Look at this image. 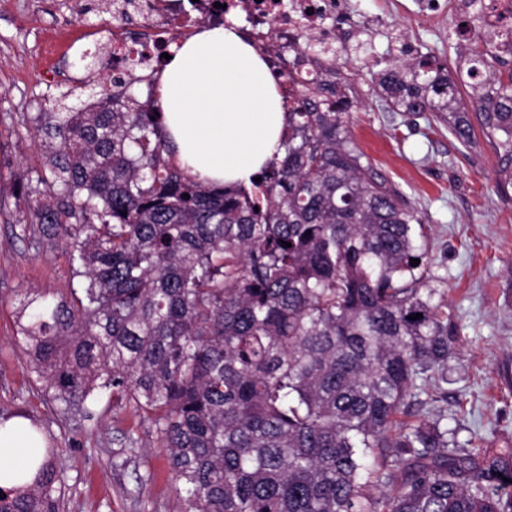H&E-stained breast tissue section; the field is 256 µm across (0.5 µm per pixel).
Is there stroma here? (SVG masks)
<instances>
[{
  "mask_svg": "<svg viewBox=\"0 0 512 512\" xmlns=\"http://www.w3.org/2000/svg\"><path fill=\"white\" fill-rule=\"evenodd\" d=\"M355 2V24L375 14L383 21L336 57L337 75L353 88L349 133L427 220V268L448 284V324L458 332L434 409L460 445L512 448V201L496 190L498 155L485 137L466 146L447 124L385 111L377 82L382 70L426 54L455 70L458 18L418 16V0ZM112 27L101 0H0V418L25 411L53 446L66 477L60 512H179L168 451L143 413L103 390L91 420L64 415L15 339L28 294L81 285L62 245L39 252L14 236L28 218L22 180L45 167L32 119L101 103L109 75L92 54ZM72 33L83 35L88 56H71L74 81L51 79L44 39Z\"/></svg>",
  "mask_w": 512,
  "mask_h": 512,
  "instance_id": "35a3bbf8",
  "label": "stroma"
}]
</instances>
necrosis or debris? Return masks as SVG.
Segmentation results:
<instances>
[{
	"instance_id": "1",
	"label": "necrosis or debris",
	"mask_w": 512,
	"mask_h": 512,
	"mask_svg": "<svg viewBox=\"0 0 512 512\" xmlns=\"http://www.w3.org/2000/svg\"><path fill=\"white\" fill-rule=\"evenodd\" d=\"M112 12L149 22L151 34L138 37L113 31L112 45L103 64L114 82L133 78L141 69L143 49L160 60L168 43V32L178 37L191 35L202 26H221L229 17L241 19L240 34L265 58L279 78L285 110H292L303 82L314 79L316 61L335 56V44L345 24L353 20L350 0H112ZM308 42L315 54H297L293 46Z\"/></svg>"
}]
</instances>
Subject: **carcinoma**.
I'll use <instances>...</instances> for the list:
<instances>
[{"instance_id":"1","label":"carcinoma","mask_w":512,"mask_h":512,"mask_svg":"<svg viewBox=\"0 0 512 512\" xmlns=\"http://www.w3.org/2000/svg\"><path fill=\"white\" fill-rule=\"evenodd\" d=\"M482 14L464 20L458 68L512 200V26L489 36ZM379 85L390 110L473 143L436 60ZM350 90L303 86L284 156L249 189L173 163L160 113L122 92L33 118L48 173L15 236L63 243L83 286L27 298L16 336L60 410L86 417L106 389L147 415L179 512H512L493 490L512 480V448H464L425 409L456 343L447 289L422 263V216L352 144ZM54 455L0 488V512H58Z\"/></svg>"}]
</instances>
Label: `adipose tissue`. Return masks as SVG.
<instances>
[{
    "label": "adipose tissue",
    "mask_w": 512,
    "mask_h": 512,
    "mask_svg": "<svg viewBox=\"0 0 512 512\" xmlns=\"http://www.w3.org/2000/svg\"><path fill=\"white\" fill-rule=\"evenodd\" d=\"M177 164L216 184L250 185L284 152L287 114L268 66L235 25L203 27L171 44L156 88ZM24 421L0 423V488L19 486L34 444Z\"/></svg>",
    "instance_id": "adipose-tissue-1"
}]
</instances>
